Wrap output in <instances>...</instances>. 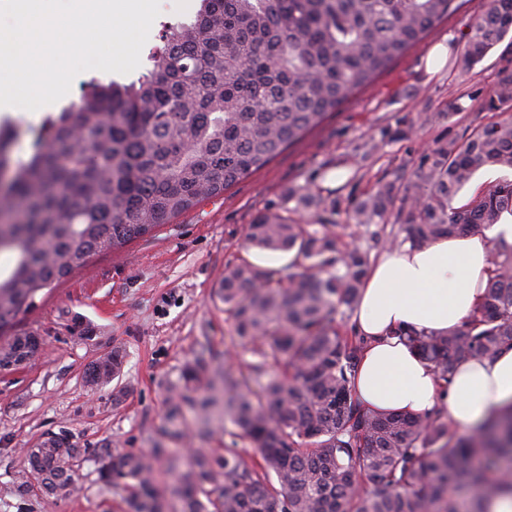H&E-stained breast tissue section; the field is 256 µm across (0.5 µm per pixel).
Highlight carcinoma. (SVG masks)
Returning a JSON list of instances; mask_svg holds the SVG:
<instances>
[{
    "label": "carcinoma",
    "mask_w": 512,
    "mask_h": 512,
    "mask_svg": "<svg viewBox=\"0 0 512 512\" xmlns=\"http://www.w3.org/2000/svg\"><path fill=\"white\" fill-rule=\"evenodd\" d=\"M469 0H201L194 21L168 25L150 67L128 84L92 79L56 115L25 129L0 121V255L14 266L0 278V330L41 290L151 234L206 198L255 172L384 73L435 24ZM512 36V0H489L470 26L458 65L471 70ZM503 118L472 128L424 156L375 244L414 246L499 224L512 216V179L453 205L487 167L512 169V72L481 105ZM31 137L24 162L11 145ZM390 191L356 202L362 225L387 219ZM252 248L295 253L280 270L243 261L224 268L219 296L239 338L258 361L234 374L198 356L169 386L173 410L184 387L206 388L195 407L208 423L224 411V454L197 448L176 489L182 512H468L512 496V409L471 434L448 426L443 411L380 415L364 407L353 380L367 342L336 327L353 310L369 268L366 251L341 250L327 225L288 213L259 214L247 225ZM480 304L446 334L397 329L439 381L456 365L512 348V248L495 252ZM30 337L6 343L27 358ZM125 353L92 361L86 381L120 377ZM279 365L283 373H268ZM248 442L258 462L246 459ZM166 449L115 451L101 466L107 482L134 492L127 512H164L154 483ZM82 449L49 436L27 449L23 488L64 494L76 482Z\"/></svg>",
    "instance_id": "carcinoma-1"
}]
</instances>
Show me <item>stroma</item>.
<instances>
[{
    "instance_id": "1",
    "label": "stroma",
    "mask_w": 512,
    "mask_h": 512,
    "mask_svg": "<svg viewBox=\"0 0 512 512\" xmlns=\"http://www.w3.org/2000/svg\"><path fill=\"white\" fill-rule=\"evenodd\" d=\"M485 7L486 0H469L386 73L223 195L150 236L91 257L39 292L34 306L4 331L38 336L43 352L27 364L0 367V512H124L127 490L102 479L101 461L110 451L153 448L175 451L158 465L156 482L166 493V512H180L172 490L188 469L186 449H220L225 436L216 423L202 443L194 422L168 420V386L201 354L233 371L248 370L255 360L251 347L238 339L216 295L224 268L245 259L278 270L292 259L246 248L247 224L258 214L288 210L289 194L307 190L312 201L292 211L299 223L332 219L341 247H366L354 200L382 185L403 193L437 143L497 118L481 105L502 70H512V52L496 47L469 71L456 63ZM440 43L448 54L433 72L427 58ZM115 347L126 352L117 383L126 394L118 401L114 386L93 387L85 379L88 364ZM59 434L86 451L71 492L53 496L20 487L25 449Z\"/></svg>"
}]
</instances>
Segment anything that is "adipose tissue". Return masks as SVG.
Wrapping results in <instances>:
<instances>
[{"label":"adipose tissue","mask_w":512,"mask_h":512,"mask_svg":"<svg viewBox=\"0 0 512 512\" xmlns=\"http://www.w3.org/2000/svg\"><path fill=\"white\" fill-rule=\"evenodd\" d=\"M509 246L512 221L505 220L481 235L388 251L369 267L353 316L368 339L354 379L363 405L424 413L442 404L452 428L465 434L512 403V349L460 362L444 390L419 354L392 336L399 328L445 333L460 325L481 299L493 250Z\"/></svg>","instance_id":"adipose-tissue-1"}]
</instances>
